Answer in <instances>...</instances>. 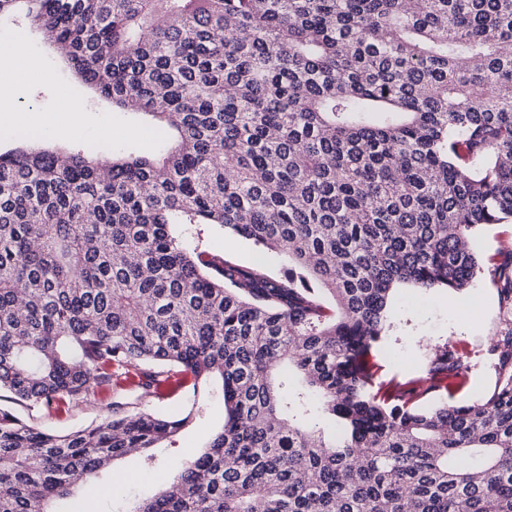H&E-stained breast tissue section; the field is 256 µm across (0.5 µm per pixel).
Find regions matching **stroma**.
<instances>
[{
    "label": "stroma",
    "instance_id": "obj_1",
    "mask_svg": "<svg viewBox=\"0 0 512 512\" xmlns=\"http://www.w3.org/2000/svg\"><path fill=\"white\" fill-rule=\"evenodd\" d=\"M20 37L42 55L50 75L43 78L16 74L7 68L0 70V102L16 109L14 115L0 119V148H14L21 137L36 131V124L25 116L26 110H35L47 120H61L66 118L68 103L73 100L79 104L80 113L77 128L72 137L66 138V145L90 143L102 153L127 150L150 154L156 150L154 136L143 132L131 115L113 111L107 102L83 86L40 34L33 31L22 34L13 20L0 21V41ZM197 243L215 254L230 253L246 266H261L275 274L284 269L283 262L274 254L224 233L215 225L203 226ZM475 246L482 271L465 292L422 291L411 287L396 290L391 304L390 330L372 358L376 384L425 378L428 344L445 341L469 364L468 384L457 394V402L465 403L475 395L493 391L499 380V369L489 352L490 345L511 331L512 325L502 316L491 269L493 263L501 261L503 252L512 250V223L484 226L476 235ZM192 406L197 409L194 422L176 437L172 446L156 449L158 468H165L171 458L196 452L210 432L222 425L224 407L216 393L196 397L185 390L159 403L157 409L170 414ZM111 407L112 402L107 399L103 404L76 407L59 415L17 404L12 405L11 410L28 422L62 432L89 425Z\"/></svg>",
    "mask_w": 512,
    "mask_h": 512
}]
</instances>
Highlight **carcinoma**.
I'll return each mask as SVG.
<instances>
[{
  "mask_svg": "<svg viewBox=\"0 0 512 512\" xmlns=\"http://www.w3.org/2000/svg\"><path fill=\"white\" fill-rule=\"evenodd\" d=\"M75 77L148 117L154 156L0 151V512H54L221 382L224 425L128 512H512V332L500 380L431 345L425 385L373 389L399 285L457 293L512 219V0H0ZM217 225L280 276L174 236ZM494 277L512 306V260ZM7 398L2 397L0 405L14 412L22 419L38 425L43 428H49L57 432L78 429L89 425L91 422L98 420L109 409L112 410V395L105 398L102 405H92L76 407L67 413L59 415L53 412L48 414L43 410L28 409L24 406L17 405L6 401Z\"/></svg>",
  "mask_w": 512,
  "mask_h": 512,
  "instance_id": "carcinoma-1",
  "label": "carcinoma"
}]
</instances>
